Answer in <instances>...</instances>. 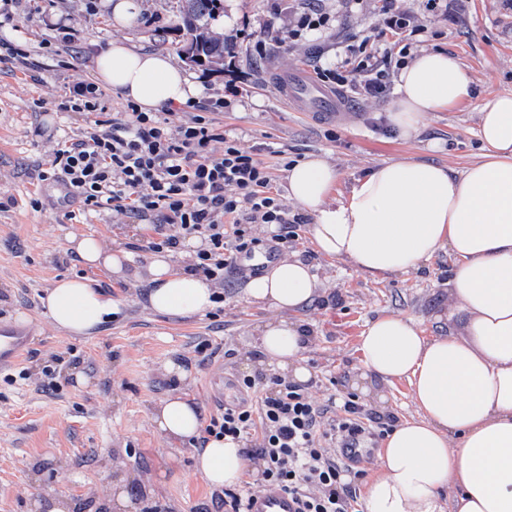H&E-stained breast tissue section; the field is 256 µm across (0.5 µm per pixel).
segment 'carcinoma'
<instances>
[{"instance_id":"1","label":"carcinoma","mask_w":512,"mask_h":512,"mask_svg":"<svg viewBox=\"0 0 512 512\" xmlns=\"http://www.w3.org/2000/svg\"><path fill=\"white\" fill-rule=\"evenodd\" d=\"M224 10V0H181L180 24L183 47L193 50L190 62L196 65H222L224 56L236 52L237 42L216 31Z\"/></svg>"}]
</instances>
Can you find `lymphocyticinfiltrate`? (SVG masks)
<instances>
[{
  "instance_id": "lymphocytic-infiltrate-1",
  "label": "lymphocytic infiltrate",
  "mask_w": 512,
  "mask_h": 512,
  "mask_svg": "<svg viewBox=\"0 0 512 512\" xmlns=\"http://www.w3.org/2000/svg\"><path fill=\"white\" fill-rule=\"evenodd\" d=\"M323 2L302 0L288 41L333 28L336 18ZM336 55V64L318 67L319 79L356 87L368 99L387 96L391 71L403 63L366 37L350 38ZM241 94L229 80L223 97L190 103L182 112H142L128 104L124 121L93 120L79 137L59 144L49 168L83 209L154 215L151 251L175 250L188 236L202 238L205 246L195 252L190 269L223 286L241 256L279 253L299 238L261 147L245 146L214 119ZM258 224L275 227V234L259 238ZM237 387L242 398L211 418L206 433L245 443L244 454L258 463L263 481L294 497L299 512H356V494L345 477L359 478L363 471L346 463L340 451L363 437L383 435L384 422L351 399L317 404L301 386L279 377L263 386L244 375ZM257 390L263 393L260 403L250 405L246 395Z\"/></svg>"
}]
</instances>
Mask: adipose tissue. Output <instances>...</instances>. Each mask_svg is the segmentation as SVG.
I'll list each match as a JSON object with an SVG mask.
<instances>
[{
    "label": "adipose tissue",
    "mask_w": 512,
    "mask_h": 512,
    "mask_svg": "<svg viewBox=\"0 0 512 512\" xmlns=\"http://www.w3.org/2000/svg\"><path fill=\"white\" fill-rule=\"evenodd\" d=\"M94 76L110 92L145 112L201 94L168 54L137 51L113 41L95 57ZM473 94V80L446 51H425L396 79L389 123L417 134L433 112ZM480 154L461 169L432 161L390 160L356 178L336 197L340 174L310 155L287 172L288 198L308 211L317 252L374 278L401 276L447 253L446 299L435 319L444 333L425 336L415 319L384 314L359 336V391L404 381L414 415L380 443L378 472L361 498V512H512V94L478 106ZM71 245L87 264L144 278L149 309L188 317L215 309L216 287L171 254H156L146 273L126 271L125 250L108 251L92 236ZM319 292L309 266L282 258L245 288L248 303L271 311L253 326L263 364L307 382L303 354L312 335L300 319ZM45 317L70 336H86L119 313L118 301L85 279L53 281L41 298ZM151 420L173 449L200 435L201 412L182 394L154 406ZM194 468L217 488L239 484L247 470L242 443L211 438Z\"/></svg>",
    "instance_id": "ef3b65f1"
}]
</instances>
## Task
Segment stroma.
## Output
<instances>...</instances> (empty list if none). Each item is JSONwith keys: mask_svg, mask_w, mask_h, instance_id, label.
Instances as JSON below:
<instances>
[{"mask_svg": "<svg viewBox=\"0 0 512 512\" xmlns=\"http://www.w3.org/2000/svg\"><path fill=\"white\" fill-rule=\"evenodd\" d=\"M87 2L9 0L4 6L11 15L7 36L32 50L40 66L24 71L0 56V199L14 201L0 209V322L15 323L20 313L32 322L30 348L11 367V379L0 376V512H29L31 502L47 492L77 501L80 512H106L118 477L138 512H214L219 489L195 473L190 452L170 455L150 413L157 401L183 389L203 420L216 416L206 389L213 366H223L231 379L224 387L228 402L239 394L234 377L268 380L250 334L263 313L243 299L252 278L247 270L228 275L218 315L169 318L147 309L142 285L86 266L70 250L69 236L90 234L108 250L131 247L133 264L147 266L152 253L145 243L153 222L109 209L85 212L66 202L59 181L45 176L59 136L80 133L91 119L90 113L67 109L73 85L93 81L95 51L115 40L184 59L179 0H139V16L126 28L113 26L104 0H95L93 11ZM327 4L336 13L335 28L317 41L288 45L292 0H224L219 27L237 38L235 66L243 90L217 116L225 130L248 146L271 145L286 162L326 156L340 173L342 195L355 178L384 161L413 157L458 169L474 159L478 104L512 93V9L499 0H469L457 23L426 13L422 0H405L423 27L420 49L456 55L474 80L471 100L431 113L421 132L406 138L396 130L378 134L372 126L386 118L389 100H367L348 87L346 119L313 121L287 109L276 92L277 74L334 60L337 43L349 36L378 37V0H364L353 11L345 0ZM60 23L71 27L72 45L55 41ZM259 40L272 46L263 59L254 52ZM289 251L311 265L321 283L318 296L298 313L313 332L305 353L312 377L305 388L315 402L351 396L359 336L377 316L413 317L426 335H439L433 315L443 302L447 254L419 271L379 281L320 257L308 231H301ZM73 275L89 278L122 303L118 318L89 336L65 335L42 314L46 288ZM171 361L189 371V385L166 373ZM46 367L53 371L50 390L41 385Z\"/></svg>", "mask_w": 512, "mask_h": 512, "instance_id": "35a3bbf8", "label": "stroma"}]
</instances>
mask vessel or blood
I'll return each mask as SVG.
<instances>
[{
	"label": "vessel or blood",
	"mask_w": 512,
	"mask_h": 512,
	"mask_svg": "<svg viewBox=\"0 0 512 512\" xmlns=\"http://www.w3.org/2000/svg\"><path fill=\"white\" fill-rule=\"evenodd\" d=\"M278 93L293 111L313 119L340 118L344 100L334 88L318 82L304 70L288 72L277 81ZM29 345L28 336L20 330L0 325V368L14 363ZM294 500L280 488L267 484L254 495L250 512H296Z\"/></svg>",
	"instance_id": "b4317fda"
}]
</instances>
